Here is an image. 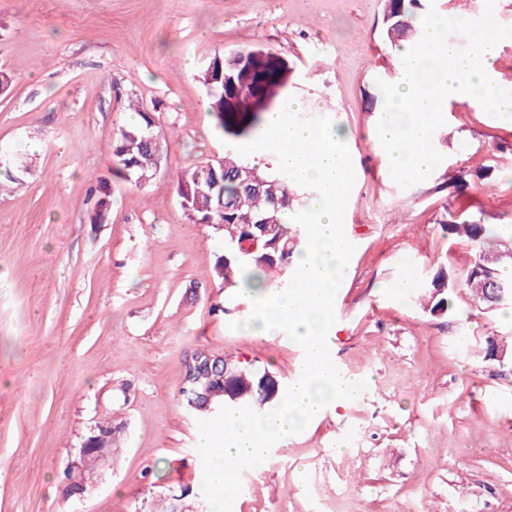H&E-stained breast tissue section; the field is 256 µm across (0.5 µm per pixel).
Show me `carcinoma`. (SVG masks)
<instances>
[{"label": "carcinoma", "instance_id": "carcinoma-1", "mask_svg": "<svg viewBox=\"0 0 512 512\" xmlns=\"http://www.w3.org/2000/svg\"><path fill=\"white\" fill-rule=\"evenodd\" d=\"M428 8V0H384L381 37L401 51L420 39L421 28L416 20ZM223 71L224 83H210V71ZM288 61L263 49H249L236 55L214 58L202 73L207 86L209 109L215 126L225 135L252 138L260 133L263 101L271 103L280 98L288 87ZM141 121L123 128L113 140V174L128 183H139L140 177L151 178L158 163L159 146L153 129L148 127L144 108L136 107ZM465 184L458 175V189L449 194L445 207L449 218L442 221V230L450 236H464L479 245L475 260L464 276V285L472 301L488 312L512 307V277L502 273L503 250L486 249L484 245L509 234L511 224H482L473 212V205L462 195L459 186ZM182 208L191 221L209 224L224 231V254L215 261V272L224 284L234 286L241 279L245 288L256 289L266 281L267 273L284 276L292 270L293 257L304 251L307 238L304 229L292 220L297 213L301 186L291 182L272 165L260 168L241 156L224 153V158L184 171L175 187ZM112 186L106 180L90 188L93 201L89 218L97 220L111 204ZM492 277L503 287V299L492 303L484 299L477 284ZM455 277L447 269L434 273L420 272L414 282L416 299L423 310L434 317L445 316L452 308ZM229 369L236 375L237 388L224 396V403L251 407L260 413L278 407L285 392L263 380L264 370L233 359ZM210 381L205 372L199 382L188 380L181 373L178 391L183 408L195 416H213L218 411L207 406L201 398L204 384ZM97 435L85 439L83 466L101 470L105 460L91 444ZM211 512L199 490L190 485L180 494L168 498V503L154 512Z\"/></svg>", "mask_w": 512, "mask_h": 512}]
</instances>
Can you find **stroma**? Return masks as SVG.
Masks as SVG:
<instances>
[{"label":"stroma","mask_w":512,"mask_h":512,"mask_svg":"<svg viewBox=\"0 0 512 512\" xmlns=\"http://www.w3.org/2000/svg\"><path fill=\"white\" fill-rule=\"evenodd\" d=\"M382 12L383 0H0V71L14 79L0 164L27 168L0 194V512H147L148 470L165 490L201 484L197 418L178 392L199 347L290 386L302 348L230 329L252 302L213 271L222 231L191 221L175 192L183 170L237 144L207 113L201 70L251 48L286 59L288 96L354 134L355 251L331 354L367 387L244 470L232 512H512V362L481 344L512 338V321L480 312L461 284L442 318L395 290L419 268L460 277L474 261L476 246L440 226L457 173L482 223L512 219V120L449 102L443 161L400 189L376 135L394 57ZM132 99L160 142L141 187L112 177ZM101 178L114 193L93 224L87 189ZM102 424L119 446L108 478L66 498L60 477Z\"/></svg>","instance_id":"35a3bbf8"}]
</instances>
